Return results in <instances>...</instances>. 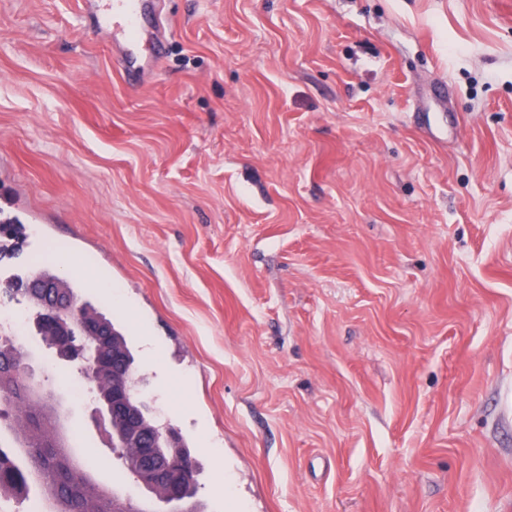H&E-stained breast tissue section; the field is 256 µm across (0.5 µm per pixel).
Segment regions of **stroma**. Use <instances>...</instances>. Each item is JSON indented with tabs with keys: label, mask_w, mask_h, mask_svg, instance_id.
<instances>
[{
	"label": "stroma",
	"mask_w": 512,
	"mask_h": 512,
	"mask_svg": "<svg viewBox=\"0 0 512 512\" xmlns=\"http://www.w3.org/2000/svg\"><path fill=\"white\" fill-rule=\"evenodd\" d=\"M94 13L0 0V211L123 329L206 512H512V0H166L134 93ZM91 411L73 452L147 501ZM161 446L162 447L156 448H161L163 456L169 459L182 461L187 465H192L197 475V464L194 457H192L191 450L189 449L190 446L180 434L179 436L177 435V439L174 444L170 441H165Z\"/></svg>",
	"instance_id": "obj_1"
}]
</instances>
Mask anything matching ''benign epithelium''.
Here are the masks:
<instances>
[{
  "label": "benign epithelium",
  "mask_w": 512,
  "mask_h": 512,
  "mask_svg": "<svg viewBox=\"0 0 512 512\" xmlns=\"http://www.w3.org/2000/svg\"><path fill=\"white\" fill-rule=\"evenodd\" d=\"M37 291L41 295L39 304L44 309L38 320V334L47 346L56 350L59 359L81 364L86 381L94 383L100 347L110 341L108 321L97 312H89L82 320V339L76 342L71 327L57 313L64 308L79 310L77 300L63 294V288L56 278L37 281ZM18 371L22 374L23 397L40 411L41 420L49 426V447L68 450L67 419L70 406L67 399L56 389L46 386L44 371L35 366L32 355L23 350L21 343L11 341L1 344L0 385L11 380ZM97 403L96 412L100 413L101 422L110 424L113 415H125V431L120 435L114 432L112 436L118 435L131 443L135 455L140 458L154 455L153 449L143 447L139 414L129 407L127 395L122 388L115 387L109 395L99 396ZM143 474L145 479L141 485L148 493L158 501L172 506V512H189L185 490L193 483L191 470L181 468L173 460H162L143 468Z\"/></svg>",
  "instance_id": "1"
}]
</instances>
